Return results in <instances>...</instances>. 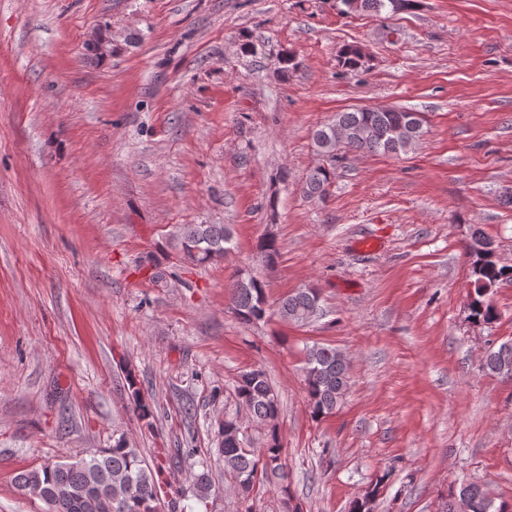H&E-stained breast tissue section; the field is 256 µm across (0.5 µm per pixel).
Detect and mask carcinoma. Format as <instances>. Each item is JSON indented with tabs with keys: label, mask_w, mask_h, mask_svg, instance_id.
I'll return each instance as SVG.
<instances>
[{
	"label": "carcinoma",
	"mask_w": 512,
	"mask_h": 512,
	"mask_svg": "<svg viewBox=\"0 0 512 512\" xmlns=\"http://www.w3.org/2000/svg\"><path fill=\"white\" fill-rule=\"evenodd\" d=\"M340 3L345 14L357 12L376 16L386 9L396 13L417 6V0H340ZM365 63L366 55L361 47L348 44L340 49L338 65L344 70L354 72ZM422 136L423 121L418 113L410 110L363 107L338 112L330 122L318 126L312 133L315 152L325 157L330 166H318L309 171L303 182V193L313 199L328 195L334 165L343 148L367 154H398L415 146ZM229 243L231 235L223 224H184L176 235L175 248L180 263L202 266L223 260ZM258 251L261 262L267 266L273 265L279 256L277 241L272 237L261 239ZM469 252L473 289L468 306L474 319L489 322L497 315L490 298L491 289L504 281H512V265L500 263L493 241L480 234L472 237ZM231 301L235 315L245 324L266 317L264 284L252 273L236 281ZM318 305V290L301 288L279 301L277 313L301 323L317 312ZM483 369L512 382V341L489 350ZM304 371L312 416L319 418L333 413L349 386V368L340 352L324 345L307 348ZM128 390L138 417L147 427H152L153 408L132 379ZM235 396L239 404L246 407L250 423L263 433L261 447L245 448L242 425L236 419L229 418L218 424L217 455L224 464V471L234 476L237 495L247 500L256 480L275 478L285 512H300L288 484L286 458L276 423L280 402L265 371L257 367L241 374ZM390 477L389 470L377 475L362 497L351 503L350 512H372V503L386 489ZM15 485L21 493L36 486L42 488L49 512H158L161 506V486L153 471L138 449L128 447L120 439L88 460L48 463L21 472L15 478ZM439 512H512V503L497 504L481 485L463 481L448 490Z\"/></svg>",
	"instance_id": "1"
}]
</instances>
